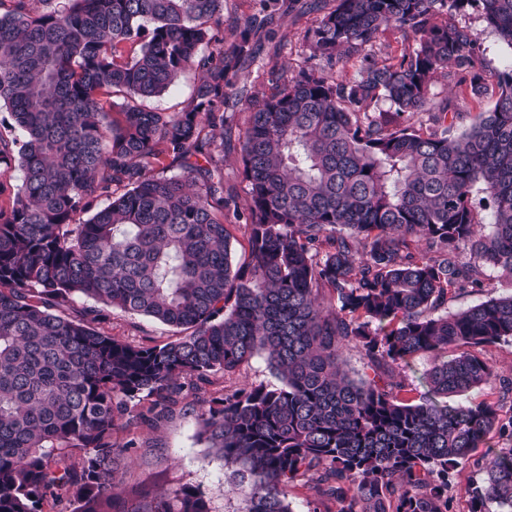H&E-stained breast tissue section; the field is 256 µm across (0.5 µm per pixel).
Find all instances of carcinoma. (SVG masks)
<instances>
[{
    "label": "carcinoma",
    "mask_w": 512,
    "mask_h": 512,
    "mask_svg": "<svg viewBox=\"0 0 512 512\" xmlns=\"http://www.w3.org/2000/svg\"><path fill=\"white\" fill-rule=\"evenodd\" d=\"M6 1L0 107L19 134L0 132V512H213L192 484H128L135 442L116 432L257 355L278 384L226 387L197 414L203 460L224 461L240 512H293L302 482L318 493L310 512H448L466 466L480 475L468 512H512V447L475 455L492 433L512 442V380L497 402L437 401L497 378L471 353L441 352L512 338V294L446 308L478 286L480 263L512 278V68L456 136L429 98L436 75L468 68L471 91H487L476 37L439 17L476 4L512 48V0H335L307 35L327 68L271 70L275 92L239 134L241 262L224 224V109L242 102L232 78L253 58V26L226 48L224 0ZM390 25L416 48L379 63L369 45ZM351 61L356 75L336 79ZM191 66L181 111L145 106ZM167 157L184 173L160 171ZM76 297L97 306L73 319ZM112 307L178 336H110L98 323ZM350 344L366 360L358 378ZM421 353L435 360L411 403L395 367Z\"/></svg>",
    "instance_id": "cac0c4a2"
}]
</instances>
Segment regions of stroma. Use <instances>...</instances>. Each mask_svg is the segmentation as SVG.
Here are the masks:
<instances>
[{"instance_id": "1", "label": "stroma", "mask_w": 512, "mask_h": 512, "mask_svg": "<svg viewBox=\"0 0 512 512\" xmlns=\"http://www.w3.org/2000/svg\"><path fill=\"white\" fill-rule=\"evenodd\" d=\"M323 13L306 6L281 8L263 29L253 32L254 59L246 61L238 72L237 85L247 88L249 100L270 94L268 70L277 67L284 78H291L309 63L310 48L306 41ZM458 27L474 34L480 44L476 67L486 77L512 66V48L485 22L477 6L466 7L453 14ZM459 84L449 83L446 77H437L431 88L433 101H447L449 112L454 113V133L467 129L473 117L489 109L495 102L492 93L476 97L471 95L469 72L459 74ZM479 287L468 289L448 302L449 312H456L493 297L512 293V279L501 271L481 267L476 272ZM112 336L134 344L151 345L170 340L172 331L145 317L132 316L120 309H109L102 323ZM139 448L129 470L130 482H158L167 486L191 483L209 496L214 512H237L240 498L224 478V463L217 458H205V444L198 438L196 408L184 401L167 418L152 426L132 430Z\"/></svg>"}]
</instances>
